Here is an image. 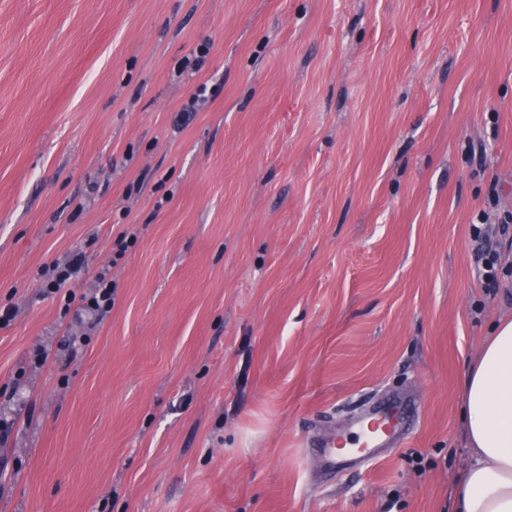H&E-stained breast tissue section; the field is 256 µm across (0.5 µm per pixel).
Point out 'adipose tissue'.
Wrapping results in <instances>:
<instances>
[{
  "label": "adipose tissue",
  "instance_id": "1",
  "mask_svg": "<svg viewBox=\"0 0 512 512\" xmlns=\"http://www.w3.org/2000/svg\"><path fill=\"white\" fill-rule=\"evenodd\" d=\"M468 467L455 512H512V320L493 328L464 377Z\"/></svg>",
  "mask_w": 512,
  "mask_h": 512
}]
</instances>
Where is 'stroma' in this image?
<instances>
[{
    "mask_svg": "<svg viewBox=\"0 0 512 512\" xmlns=\"http://www.w3.org/2000/svg\"><path fill=\"white\" fill-rule=\"evenodd\" d=\"M493 190L512 0H0V512H452ZM78 254L104 319L42 288ZM108 269H102L96 275L97 286L90 295L82 294L77 296L73 291H68L63 296V307L65 311L70 309L71 304L78 301V304L95 315L105 314L112 308L114 301V286L112 279L108 276ZM347 433H361L366 436L360 461L375 459L382 448L394 447L402 440L397 418L386 412L352 421L347 427Z\"/></svg>",
    "mask_w": 512,
    "mask_h": 512,
    "instance_id": "35a3bbf8",
    "label": "stroma"
}]
</instances>
